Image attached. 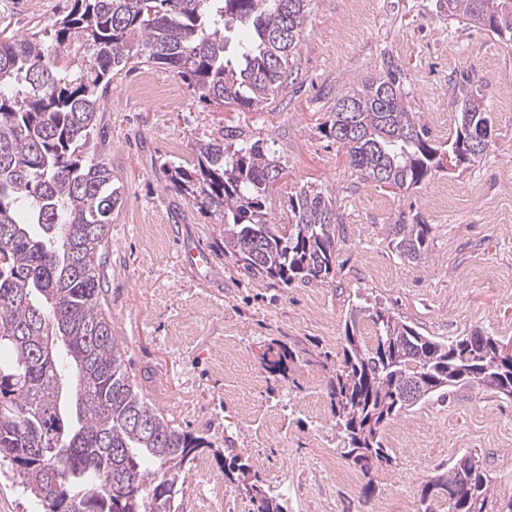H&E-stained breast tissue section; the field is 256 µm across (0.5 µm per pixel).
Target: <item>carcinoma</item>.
<instances>
[{
	"label": "carcinoma",
	"mask_w": 512,
	"mask_h": 512,
	"mask_svg": "<svg viewBox=\"0 0 512 512\" xmlns=\"http://www.w3.org/2000/svg\"><path fill=\"white\" fill-rule=\"evenodd\" d=\"M71 0L49 32L0 39V462L39 512H178L207 434L166 418L139 389L112 333L103 296L112 213V168L82 153L102 121L99 92L130 61L162 65L198 99L257 107L283 86L312 0ZM448 17L512 46V0H448ZM81 42L89 64L57 66ZM460 83V118L448 155L474 162L494 145L484 102ZM322 133L366 181L399 190L443 169L392 63L336 95ZM197 163L174 166L172 189L224 225V253L253 278L322 284L334 276L340 216L331 197L302 185L288 194V223L265 202L283 167L261 139L227 129L198 144ZM388 244L417 264L431 225L401 214ZM375 332L369 343L360 321ZM293 352L268 368L285 375ZM470 387L512 398V349L489 333L440 341L380 304L345 317L330 393L342 457L371 474L390 461L386 424L427 400ZM490 474L472 455L424 483L421 512L445 498L451 512H512L493 505ZM253 512H285L256 479Z\"/></svg>",
	"instance_id": "1"
}]
</instances>
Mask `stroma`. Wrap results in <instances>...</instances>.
Wrapping results in <instances>:
<instances>
[{"instance_id":"1","label":"stroma","mask_w":512,"mask_h":512,"mask_svg":"<svg viewBox=\"0 0 512 512\" xmlns=\"http://www.w3.org/2000/svg\"><path fill=\"white\" fill-rule=\"evenodd\" d=\"M68 8L69 0H0V29H44ZM310 8L287 87L252 109L209 105L189 91L171 108L162 91L178 83L172 71L131 63L113 73L93 149L122 197L107 291L114 333L146 397L176 425L205 430L270 490L298 486L287 512H379L399 502L420 512L423 484L465 454L490 473L493 498H512L511 398L462 388L400 413L384 431L391 461L367 479L341 456L329 387L346 312L363 295L435 339L479 328L512 345V47L450 20L446 0H312ZM386 61L401 70L436 145L453 136V86L471 75L495 147L415 188L363 180L320 128L337 92ZM227 127L274 143L284 171L266 201L272 222L287 223L293 188L329 191L343 222L332 280L286 288L249 277L225 255L219 221L168 190L169 168L192 166L198 143ZM401 214L432 227L415 265L388 244ZM196 243L213 254L209 271L186 266ZM229 339L238 354L217 369ZM278 341L298 354L284 376L263 360ZM206 470L224 474L212 453L199 458L179 512H249L229 483L203 492Z\"/></svg>"}]
</instances>
